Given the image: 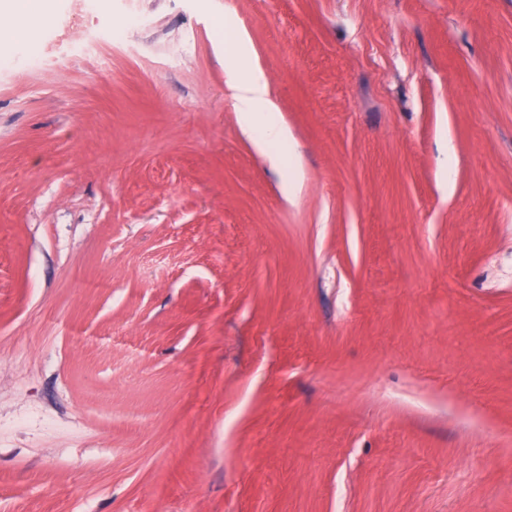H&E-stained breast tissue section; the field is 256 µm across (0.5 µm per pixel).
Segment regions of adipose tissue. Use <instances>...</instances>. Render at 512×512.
<instances>
[{
    "label": "adipose tissue",
    "instance_id": "obj_1",
    "mask_svg": "<svg viewBox=\"0 0 512 512\" xmlns=\"http://www.w3.org/2000/svg\"><path fill=\"white\" fill-rule=\"evenodd\" d=\"M224 65L239 120L256 147L286 142L288 133L268 97L265 78L248 59L246 33L231 23L224 26Z\"/></svg>",
    "mask_w": 512,
    "mask_h": 512
}]
</instances>
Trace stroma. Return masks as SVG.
Returning a JSON list of instances; mask_svg holds the SVG:
<instances>
[{"instance_id": "35a3bbf8", "label": "stroma", "mask_w": 512, "mask_h": 512, "mask_svg": "<svg viewBox=\"0 0 512 512\" xmlns=\"http://www.w3.org/2000/svg\"><path fill=\"white\" fill-rule=\"evenodd\" d=\"M5 23L0 512H512V0ZM224 65L233 90L236 112L245 131L260 150L289 140L286 128L268 98L263 74L254 68L247 55L245 31L224 23Z\"/></svg>"}]
</instances>
